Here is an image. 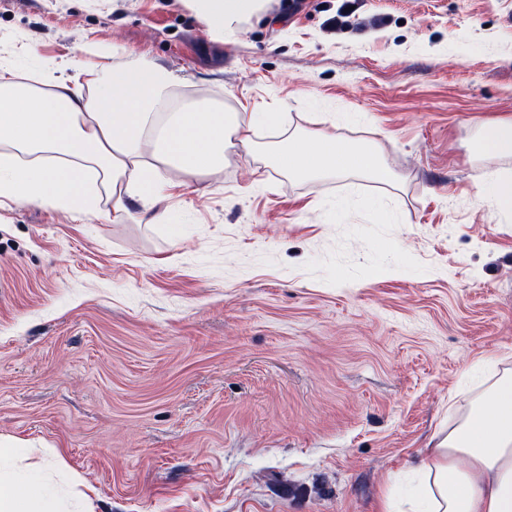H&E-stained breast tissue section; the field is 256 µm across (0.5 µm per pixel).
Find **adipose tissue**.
<instances>
[{
	"mask_svg": "<svg viewBox=\"0 0 512 512\" xmlns=\"http://www.w3.org/2000/svg\"><path fill=\"white\" fill-rule=\"evenodd\" d=\"M216 38L237 42L263 17L269 0H186ZM176 78L141 55L96 72L86 101L79 80L16 91L15 75L0 73V198L50 205L74 218L98 213L99 190L112 215L141 208L149 224L167 219L165 200L190 179L215 174L229 145L248 154L259 123L278 127L276 112L229 113L207 104L173 112L164 106ZM473 149L494 168L475 198H492L499 217L512 218V118L478 126ZM275 164L299 179L361 175L396 183L374 143L322 131H285L270 144ZM419 493L401 512H512V370L495 373L447 432L434 433L415 465ZM0 512H58L53 500L0 476Z\"/></svg>",
	"mask_w": 512,
	"mask_h": 512,
	"instance_id": "1",
	"label": "adipose tissue"
}]
</instances>
